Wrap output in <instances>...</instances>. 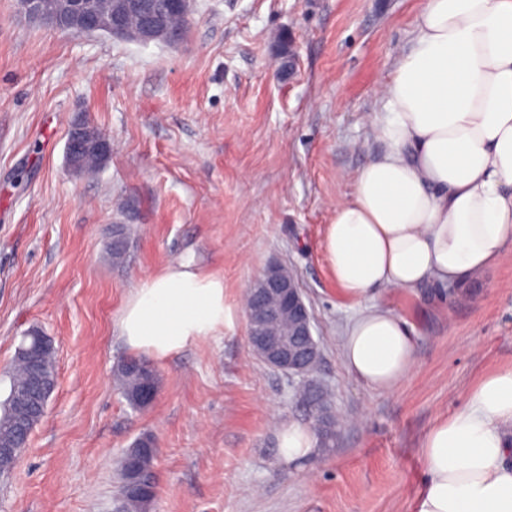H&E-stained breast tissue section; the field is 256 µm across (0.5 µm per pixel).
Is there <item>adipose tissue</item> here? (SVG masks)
Segmentation results:
<instances>
[{
    "label": "adipose tissue",
    "mask_w": 512,
    "mask_h": 512,
    "mask_svg": "<svg viewBox=\"0 0 512 512\" xmlns=\"http://www.w3.org/2000/svg\"><path fill=\"white\" fill-rule=\"evenodd\" d=\"M368 124L382 154L338 199L324 248L341 294L361 309L341 338L346 370L389 392L411 372L405 320L375 289L455 287L512 239V0H423L409 48L383 79ZM224 278L192 260L147 276L124 301L128 350L167 359L223 330ZM512 366L484 376L424 435L412 512H512ZM279 460L314 456L308 424L278 425Z\"/></svg>",
    "instance_id": "adipose-tissue-1"
}]
</instances>
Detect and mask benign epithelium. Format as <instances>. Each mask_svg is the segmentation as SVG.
<instances>
[{
    "label": "benign epithelium",
    "mask_w": 512,
    "mask_h": 512,
    "mask_svg": "<svg viewBox=\"0 0 512 512\" xmlns=\"http://www.w3.org/2000/svg\"><path fill=\"white\" fill-rule=\"evenodd\" d=\"M20 12L29 18L57 25V18L72 21L77 33L106 32L142 44L164 41L180 43V33L166 27L164 15L148 0H98L89 8L82 0H15ZM100 161L112 152L110 140L87 123L76 124L67 143L66 159L76 170L88 150ZM245 311L249 343L253 353L268 366L290 377L301 376L320 356L313 335V315L293 273L282 265H272L260 274L247 291ZM56 384L46 383L35 370L26 393L15 400L25 413L17 442L0 445V474L9 471L25 447L33 428L46 414L50 394ZM123 470L132 475L128 491L134 495L149 489L137 477L138 454L133 451L122 461Z\"/></svg>",
    "instance_id": "obj_1"
}]
</instances>
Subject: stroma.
<instances>
[{"label":"stroma","instance_id":"stroma-1","mask_svg":"<svg viewBox=\"0 0 512 512\" xmlns=\"http://www.w3.org/2000/svg\"><path fill=\"white\" fill-rule=\"evenodd\" d=\"M421 0H194L172 46L31 22L0 0V372L23 336L54 340L57 386L0 512H116L121 459L155 440L150 512H410L423 435L484 375L512 366V241L462 287L379 289L417 364L389 393L354 379L342 331L357 309L331 273V205L384 146L364 118L408 48ZM84 118L112 142L98 171L65 161ZM128 247L108 251L114 227ZM224 278L222 331L156 363L145 411L118 391L125 299L167 263ZM290 267L321 356L291 378L249 348L244 294ZM340 416L332 446L276 463L277 424H315L309 386Z\"/></svg>","mask_w":512,"mask_h":512}]
</instances>
